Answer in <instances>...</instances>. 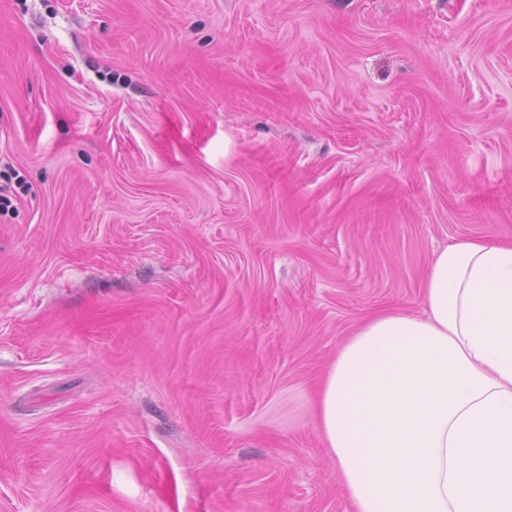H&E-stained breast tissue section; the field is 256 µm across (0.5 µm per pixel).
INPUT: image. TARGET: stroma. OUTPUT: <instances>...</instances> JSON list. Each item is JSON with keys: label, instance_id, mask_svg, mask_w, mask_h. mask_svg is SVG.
<instances>
[{"label": "stroma", "instance_id": "obj_1", "mask_svg": "<svg viewBox=\"0 0 512 512\" xmlns=\"http://www.w3.org/2000/svg\"><path fill=\"white\" fill-rule=\"evenodd\" d=\"M0 171V512H352L319 381L512 242V0H0Z\"/></svg>", "mask_w": 512, "mask_h": 512}]
</instances>
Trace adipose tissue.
I'll return each mask as SVG.
<instances>
[{
	"mask_svg": "<svg viewBox=\"0 0 512 512\" xmlns=\"http://www.w3.org/2000/svg\"><path fill=\"white\" fill-rule=\"evenodd\" d=\"M423 298L367 319L321 383L353 512H512V243L448 246Z\"/></svg>",
	"mask_w": 512,
	"mask_h": 512,
	"instance_id": "1",
	"label": "adipose tissue"
}]
</instances>
